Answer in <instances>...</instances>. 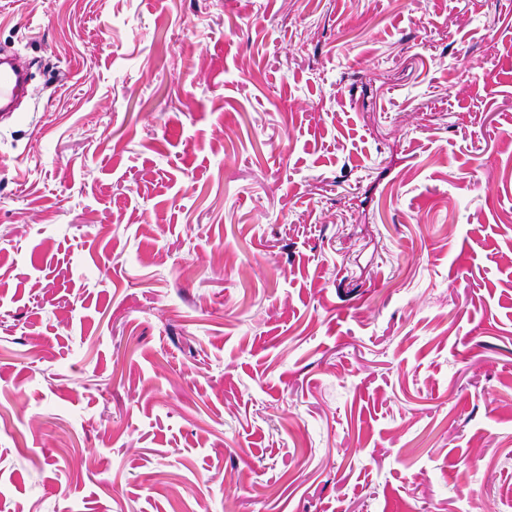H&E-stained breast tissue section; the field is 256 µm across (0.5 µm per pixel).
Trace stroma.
I'll return each instance as SVG.
<instances>
[{
	"instance_id": "obj_1",
	"label": "stroma",
	"mask_w": 512,
	"mask_h": 512,
	"mask_svg": "<svg viewBox=\"0 0 512 512\" xmlns=\"http://www.w3.org/2000/svg\"><path fill=\"white\" fill-rule=\"evenodd\" d=\"M0 512H512V0H0ZM24 75L14 68L0 66V112L10 107L15 98L23 92Z\"/></svg>"
}]
</instances>
